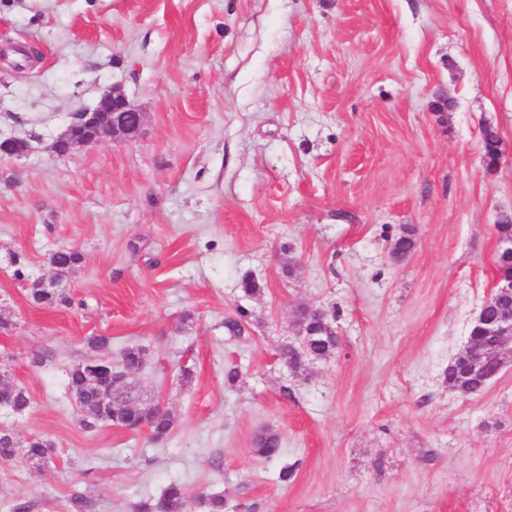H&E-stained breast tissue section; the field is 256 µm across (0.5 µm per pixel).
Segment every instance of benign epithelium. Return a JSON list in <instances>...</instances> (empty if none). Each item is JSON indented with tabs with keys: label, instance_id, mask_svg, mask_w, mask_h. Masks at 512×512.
Returning <instances> with one entry per match:
<instances>
[{
	"label": "benign epithelium",
	"instance_id": "1",
	"mask_svg": "<svg viewBox=\"0 0 512 512\" xmlns=\"http://www.w3.org/2000/svg\"><path fill=\"white\" fill-rule=\"evenodd\" d=\"M138 116L136 126H141L144 113L132 105L117 88L105 94L94 108L76 110L63 137L51 145L53 152H66L77 147L101 142L105 137L114 139L131 136L126 115ZM512 299V240L498 243L495 264V290L492 293V306L498 307L502 301ZM476 332L469 339L465 351L475 356L473 371L482 375L483 383H488L512 357V306L499 307L495 318L486 315L481 309L474 320Z\"/></svg>",
	"mask_w": 512,
	"mask_h": 512
}]
</instances>
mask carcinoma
I'll return each mask as SVG.
<instances>
[{
  "instance_id": "carcinoma-1",
  "label": "carcinoma",
  "mask_w": 512,
  "mask_h": 512,
  "mask_svg": "<svg viewBox=\"0 0 512 512\" xmlns=\"http://www.w3.org/2000/svg\"><path fill=\"white\" fill-rule=\"evenodd\" d=\"M482 143L485 161L488 166L497 165L501 151V139L491 127L482 131ZM415 247L414 230L406 227L395 241V250L400 258H405ZM88 345L98 352V356L91 360L93 364H105L118 374H132L139 370L144 359V351L140 348L126 349L115 364L105 355L109 349L110 338L107 336H92ZM338 346V336H322L316 339L310 347H288L280 352L281 358L294 370H299L307 360H323L329 358ZM462 357L457 356L448 363V380L459 381L461 385L472 392H481L480 383L472 379L461 380ZM70 387L73 390L77 403L83 413V425L92 429L102 420L110 417L112 424L128 430L137 431V423L144 422L152 434L160 438L169 433L173 426L170 414L165 412L156 414L152 408L136 402L138 393L132 385H120L112 392V415H106L99 403V386L85 374V368L78 367L71 372ZM51 444L34 439L27 442L26 457L32 464L39 466L47 457ZM280 448L279 435L274 431H266L255 442L257 455L270 459L278 454ZM189 499L183 485L171 482L161 491L154 501L141 503L137 512H188Z\"/></svg>"
}]
</instances>
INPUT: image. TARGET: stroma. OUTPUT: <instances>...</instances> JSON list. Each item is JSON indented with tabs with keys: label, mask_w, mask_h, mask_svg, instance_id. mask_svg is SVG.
Segmentation results:
<instances>
[{
	"label": "stroma",
	"mask_w": 512,
	"mask_h": 512,
	"mask_svg": "<svg viewBox=\"0 0 512 512\" xmlns=\"http://www.w3.org/2000/svg\"><path fill=\"white\" fill-rule=\"evenodd\" d=\"M115 86L139 132L51 152ZM8 137L29 149L0 154V378L30 406H0V512H134L172 481L191 512H512V364L469 397L445 377L512 213V0H0ZM61 250L73 304L48 308L30 288ZM301 308L339 345L295 371ZM95 335L144 350L130 382L166 437L83 426Z\"/></svg>",
	"instance_id": "35a3bbf8"
}]
</instances>
